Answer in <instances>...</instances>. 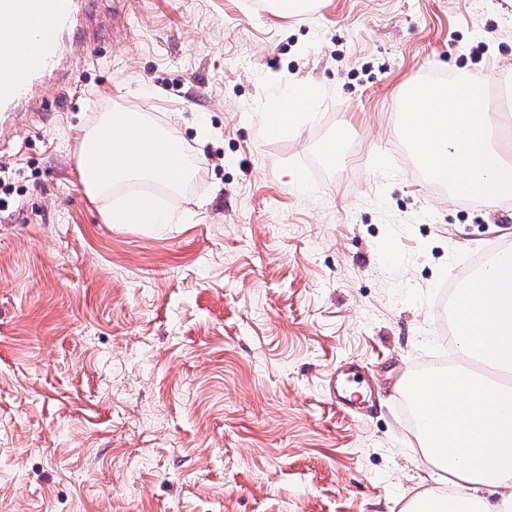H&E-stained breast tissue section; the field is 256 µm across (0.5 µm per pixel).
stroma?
I'll list each match as a JSON object with an SVG mask.
<instances>
[{
    "label": "stroma",
    "instance_id": "35a3bbf8",
    "mask_svg": "<svg viewBox=\"0 0 512 512\" xmlns=\"http://www.w3.org/2000/svg\"><path fill=\"white\" fill-rule=\"evenodd\" d=\"M132 0L78 84L0 141V512H401L429 472L400 379L448 354L437 293L512 244V198L452 201L395 101L512 61V0ZM321 88L313 123L261 116ZM144 112L201 164L132 182L170 224H110L76 155ZM217 136L196 139L198 123ZM341 141V160L321 151ZM308 171L303 184L294 175ZM362 364L364 409L327 392ZM318 91L307 84H294L287 88L282 96H276L273 101L275 102L268 112H284L276 117H265L263 122V132L266 136L272 137L278 134L288 132L301 125L303 122H308L314 119L315 113L313 109L318 98ZM295 98L301 103V107L297 112H292L296 109L295 102L288 98Z\"/></svg>",
    "mask_w": 512,
    "mask_h": 512
}]
</instances>
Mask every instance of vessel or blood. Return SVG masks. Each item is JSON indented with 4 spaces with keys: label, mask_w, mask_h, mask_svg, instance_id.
<instances>
[{
    "label": "vessel or blood",
    "mask_w": 512,
    "mask_h": 512,
    "mask_svg": "<svg viewBox=\"0 0 512 512\" xmlns=\"http://www.w3.org/2000/svg\"><path fill=\"white\" fill-rule=\"evenodd\" d=\"M91 0H0V136L12 133L23 112L38 107L42 93L52 82H75L79 73L69 59L75 41L92 44L98 33H83L82 20ZM27 15L33 21L24 34L9 27V20ZM117 148L111 129H103L95 151L84 154L83 162L106 167ZM331 390L339 391L342 405L353 406L362 396L359 373L330 379Z\"/></svg>",
    "instance_id": "vessel-or-blood-1"
}]
</instances>
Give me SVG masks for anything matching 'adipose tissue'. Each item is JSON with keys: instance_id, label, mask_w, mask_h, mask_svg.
Instances as JSON below:
<instances>
[{"instance_id": "1", "label": "adipose tissue", "mask_w": 512, "mask_h": 512, "mask_svg": "<svg viewBox=\"0 0 512 512\" xmlns=\"http://www.w3.org/2000/svg\"><path fill=\"white\" fill-rule=\"evenodd\" d=\"M286 96L299 101L295 112L266 118L263 132L272 137L314 117L315 88L295 84ZM113 128L125 139L110 180L83 174L87 193L108 198L114 184L161 182L179 191L192 174L180 161L171 135L144 114H104L87 129L82 146L93 145L100 129ZM503 269L488 267L479 279L481 290H460L468 311L467 331L459 336L462 354L489 364L512 360V290L503 284ZM402 387L417 404L421 424L417 434L424 458L433 466L430 480L445 476L447 495L417 494L405 512H502L512 502V389L458 374L437 373L423 381L405 379Z\"/></svg>"}]
</instances>
